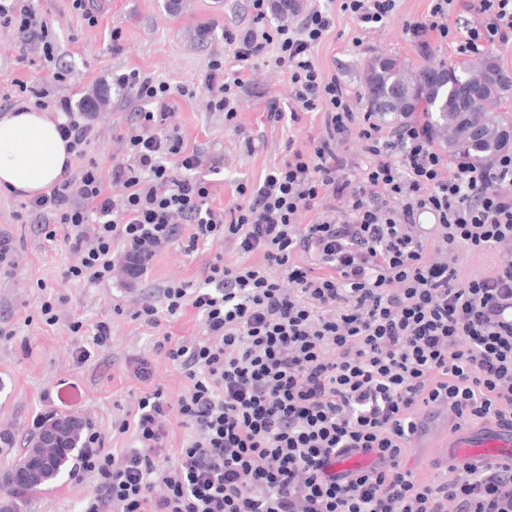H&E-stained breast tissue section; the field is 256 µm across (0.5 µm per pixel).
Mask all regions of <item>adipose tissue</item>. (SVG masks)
Returning a JSON list of instances; mask_svg holds the SVG:
<instances>
[{
    "instance_id": "1",
    "label": "adipose tissue",
    "mask_w": 512,
    "mask_h": 512,
    "mask_svg": "<svg viewBox=\"0 0 512 512\" xmlns=\"http://www.w3.org/2000/svg\"><path fill=\"white\" fill-rule=\"evenodd\" d=\"M59 123L31 110L0 117V193L33 197L54 185L72 158Z\"/></svg>"
}]
</instances>
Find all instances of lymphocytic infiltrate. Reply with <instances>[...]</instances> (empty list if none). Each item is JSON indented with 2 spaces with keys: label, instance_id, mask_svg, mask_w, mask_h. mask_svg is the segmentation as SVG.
I'll return each mask as SVG.
<instances>
[{
  "label": "lymphocytic infiltrate",
  "instance_id": "1",
  "mask_svg": "<svg viewBox=\"0 0 512 512\" xmlns=\"http://www.w3.org/2000/svg\"><path fill=\"white\" fill-rule=\"evenodd\" d=\"M248 25L225 30L235 70L207 64L211 111L237 116L251 61L277 45L290 79L287 108L270 102L266 119L299 123L322 116L309 149L287 145L262 181L238 183L235 202L211 204L200 167L219 172L169 129L170 89L133 71L121 75L140 103L126 117L125 156L104 187L85 155L95 128L67 112L60 131L81 166L64 171L16 217L63 236L80 251L71 277L112 278L115 242L145 270L174 243L187 251L224 241L240 258H214L202 283L172 282L141 301L134 320L156 328L186 309L203 334L167 342L166 357L187 381L178 416L188 429L179 448L161 419V390L138 401L119 432L136 444L107 452L98 431L84 442L80 469L98 483L82 512H512V466L493 461L445 465L419 478L405 452L421 414H447L450 432L490 421L512 428V259L489 274H461L463 252L512 250V153L449 169L428 125L406 119L391 129L360 114L338 78H325L313 50L335 25L333 11H309L297 29L261 31L267 0H249ZM472 20L456 43L461 55L512 44V0H463ZM0 27L46 61L56 46L30 0H0ZM367 160H348L350 137ZM313 215L300 223L302 213ZM428 214L432 223H421ZM375 452L376 467L330 473L336 454ZM167 493L151 495L155 484Z\"/></svg>",
  "mask_w": 512,
  "mask_h": 512
}]
</instances>
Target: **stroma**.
<instances>
[{
  "instance_id": "1",
  "label": "stroma",
  "mask_w": 512,
  "mask_h": 512,
  "mask_svg": "<svg viewBox=\"0 0 512 512\" xmlns=\"http://www.w3.org/2000/svg\"><path fill=\"white\" fill-rule=\"evenodd\" d=\"M31 4L57 42L68 79L55 82L53 65L40 60L32 66L18 63V34L0 27V92H12L15 101L26 102V94L14 89L15 82L22 81L46 89L51 99L69 98L77 110L97 84H106L107 100L93 115L96 136L87 149L103 181H111L112 162L124 154V116L139 106L131 90L112 83L114 75L131 70L174 88L194 84V98L173 96L169 124L205 154L223 155L220 173L200 171L211 181L218 207L235 199L237 183L262 180L284 157L287 139L305 149L322 128L316 114L306 115L297 125L267 122L269 99L284 103L290 92L286 70L272 63L249 71V82L239 92L235 124L225 123L223 113L208 110L203 74L210 59L228 57L224 32L241 22L247 0H112L111 16L94 21L75 9L73 0ZM430 5V0H397L393 16L374 29L362 27L350 14L337 13L313 57L325 77L339 78L357 96V112L368 109L363 70L373 56L393 55L416 68L457 61L451 43L433 40L423 46L405 32L407 23L426 19ZM244 134L264 137V146L254 154L244 153L239 148ZM21 202L18 196H0V233L15 246L12 264L0 265V472L24 454L39 420L55 415L83 419L101 433L106 449L119 453L131 447V434L119 433L117 426L132 418L139 398L159 389L173 404L185 388L178 367L157 347L163 334L191 341L203 333L195 311H187L162 332L133 320V309L168 282H201L205 263L215 256L230 265L239 261L221 241L191 253L171 245L153 257L140 281L120 272L102 284L75 280L66 271L79 263V254L63 238L46 240L36 225L17 221ZM47 299L57 314L51 324L40 312ZM76 315L87 327L74 333L69 324ZM99 321L110 327L104 346L94 342L90 330ZM142 362L152 370L145 382L133 375ZM95 485L90 473L78 481L64 476L26 496L17 512H81Z\"/></svg>"
}]
</instances>
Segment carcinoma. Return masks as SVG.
Wrapping results in <instances>:
<instances>
[{"label": "carcinoma", "mask_w": 512, "mask_h": 512, "mask_svg": "<svg viewBox=\"0 0 512 512\" xmlns=\"http://www.w3.org/2000/svg\"><path fill=\"white\" fill-rule=\"evenodd\" d=\"M438 70L448 74V81L426 88V75ZM366 73L369 111L382 121L394 124L401 116L424 105L426 111L437 113L432 129L458 161L470 163L481 159L487 162L512 146V113L502 108L503 99L512 91V72L503 70L494 54L484 55L476 64L461 60L448 65L423 66L416 71L397 57H375L368 62ZM480 83L485 90L474 98L470 95V87ZM378 91L389 95L403 91L405 95L386 109L378 110L373 103ZM63 426L66 434L62 447H43V426L31 437L28 449L18 464L26 465L36 448L42 449L45 464L38 470L37 480L5 485L12 503L3 512H16L13 500L38 491L56 479L68 462L78 459L83 450V425L66 418Z\"/></svg>", "instance_id": "obj_1"}]
</instances>
